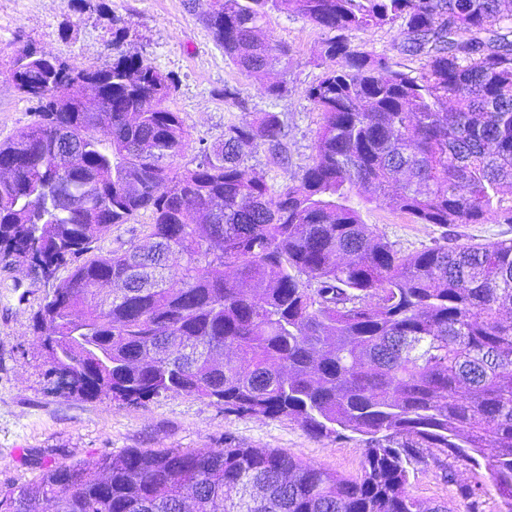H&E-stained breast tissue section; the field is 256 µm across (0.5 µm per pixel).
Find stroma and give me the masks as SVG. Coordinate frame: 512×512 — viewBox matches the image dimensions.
I'll list each match as a JSON object with an SVG mask.
<instances>
[{
  "mask_svg": "<svg viewBox=\"0 0 512 512\" xmlns=\"http://www.w3.org/2000/svg\"><path fill=\"white\" fill-rule=\"evenodd\" d=\"M210 0H0V142L34 119L31 103L10 78L16 51L29 47L70 66L100 68L115 52L142 57L175 83L168 102L191 133V149L172 162L190 164L195 148L222 138L227 121L242 122L270 109L288 118V164H273L257 154L251 166L272 190L301 174L310 163L320 114L305 97L321 75L319 52L325 33L293 15L272 13L266 38L288 43L286 71L241 73L224 55L201 19ZM121 41H114L115 31ZM352 44L389 58L395 69L415 72L417 58L402 53L399 26L349 35ZM287 78L286 97L269 103L268 80ZM237 89L241 102L225 99V88ZM396 248L412 252L442 234L433 224H414L384 204L363 212ZM22 268L0 267V491L36 480L42 466L94 464L106 452L129 448H214L225 436L252 446L276 448L337 473L353 477L363 461L362 441L316 439L286 418L225 415L221 406L189 396H169L139 405L109 399L64 397L43 377L44 351L32 318L49 292ZM454 483H446L432 463L418 465L410 476V493L428 506L447 505L466 512L456 485L481 480L482 469L469 461L452 463Z\"/></svg>",
  "mask_w": 512,
  "mask_h": 512,
  "instance_id": "1",
  "label": "stroma"
}]
</instances>
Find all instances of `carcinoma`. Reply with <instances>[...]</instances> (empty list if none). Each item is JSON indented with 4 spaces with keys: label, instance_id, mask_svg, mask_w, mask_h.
Masks as SVG:
<instances>
[{
    "label": "carcinoma",
    "instance_id": "carcinoma-1",
    "mask_svg": "<svg viewBox=\"0 0 512 512\" xmlns=\"http://www.w3.org/2000/svg\"><path fill=\"white\" fill-rule=\"evenodd\" d=\"M327 33L305 90L321 122L311 162L271 194L247 162L288 166V122L258 112L173 171L190 131L172 79L120 53L77 69L33 49L11 78L37 119L0 142V262L57 280L33 318L55 345L59 395L138 405L177 394L224 414L285 417L313 438L358 436L344 477L234 437L50 465L0 512H424L411 469L435 448L486 459L457 487L468 512H512V239L446 228L512 224V13L501 0H212L205 23L240 71L288 60L258 37L273 12ZM400 24L416 74L348 40ZM97 91L99 110L76 96ZM384 202L443 235L405 253L362 218ZM142 213L141 241L95 244ZM68 275L56 279L59 269ZM453 234L460 243L489 242L504 239H512L511 224H459L454 228H448V236Z\"/></svg>",
    "mask_w": 512,
    "mask_h": 512
}]
</instances>
